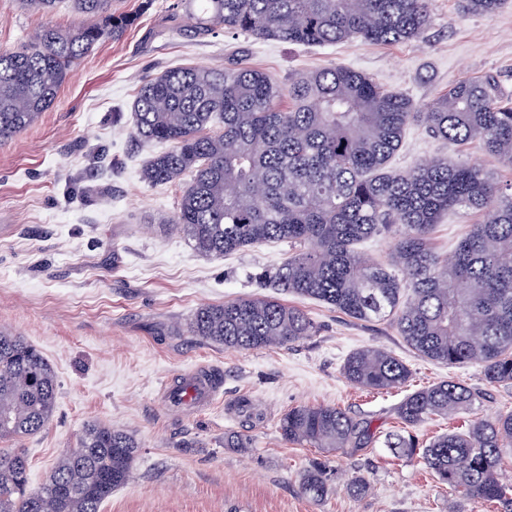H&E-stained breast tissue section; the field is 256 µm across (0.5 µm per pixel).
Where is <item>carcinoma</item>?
<instances>
[{"label":"carcinoma","instance_id":"carcinoma-1","mask_svg":"<svg viewBox=\"0 0 512 512\" xmlns=\"http://www.w3.org/2000/svg\"><path fill=\"white\" fill-rule=\"evenodd\" d=\"M86 17L74 28L47 27L17 51L0 50V145L34 125L54 102L71 66L104 38L119 39L136 21L112 0H71ZM193 29L243 31L256 39L328 46L422 42L430 0H200ZM506 0H460L467 14L495 15ZM134 134L171 149L149 159L142 178L168 184L190 177L169 223L206 256L269 242L288 243L273 287L323 302L358 321L391 320L420 356L450 367L478 364L484 379L512 386V185L468 162L430 158L408 170L389 161L404 132L418 126L436 139L476 143L512 168V94L497 76L464 79L430 105L381 89L343 66L288 79L264 71L169 69L143 81L132 106ZM475 210L451 255L435 251L434 224L448 210ZM385 233L387 261L356 245ZM187 332L226 349L293 344L315 332L299 308L248 296L198 308ZM343 374L371 391L401 390L410 369L391 352L363 347ZM56 376L39 351L0 330V439L40 432L53 413ZM480 392L452 379L406 393L396 407L404 428L433 416L475 409ZM282 438L315 448H362L373 433L340 408L297 406L279 420ZM387 447L420 463L476 506L512 512L497 477L512 446V413L477 419L428 444L408 432ZM140 445L107 423L86 424L78 447L55 463L47 482L26 489L27 458L0 451V512H101L124 486ZM313 501L328 493L327 465L315 460L300 481Z\"/></svg>","mask_w":512,"mask_h":512}]
</instances>
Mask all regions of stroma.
Returning <instances> with one entry per match:
<instances>
[{
	"mask_svg": "<svg viewBox=\"0 0 512 512\" xmlns=\"http://www.w3.org/2000/svg\"><path fill=\"white\" fill-rule=\"evenodd\" d=\"M112 7L136 15L135 24L78 60L54 104L0 145V329L37 348L57 379L52 416L21 443L28 490L41 487L84 425L98 420L140 444L127 484L101 512H474L417 460L386 448V437L401 428V392L359 389L342 366L356 349L383 348L410 368V389L451 378L480 391L475 419L512 413V387L489 385L478 365L451 368L419 356L390 322L357 321L292 295L287 303L302 309L316 332L290 346L235 351L189 335L185 324L202 306L274 296L259 277L280 265L288 245L204 257L183 231L164 227L183 186L142 181L144 163L168 146L133 137L131 108L145 78L180 66L221 69L234 54L283 83L344 66L420 104L489 73L512 94V0L491 17L463 13L458 0H430L422 44L357 40L326 47L220 28L188 32L186 0H114ZM81 21L70 0H59L47 15L0 0V50L23 48L39 27ZM436 156L482 165L501 185L512 183V170L477 145L434 140L417 127L407 130L392 164L407 169ZM481 219L477 212L443 215L432 232L434 248L450 253ZM196 369L219 374L218 398L205 406L167 402L164 385ZM242 397L261 420L239 412ZM299 405L342 409L370 423L374 441L335 452L288 443L278 422ZM231 431L250 436L249 452L225 447ZM316 459L330 469L320 502L299 491ZM355 477L368 483L359 498L346 489Z\"/></svg>",
	"mask_w": 512,
	"mask_h": 512,
	"instance_id": "1",
	"label": "stroma"
}]
</instances>
